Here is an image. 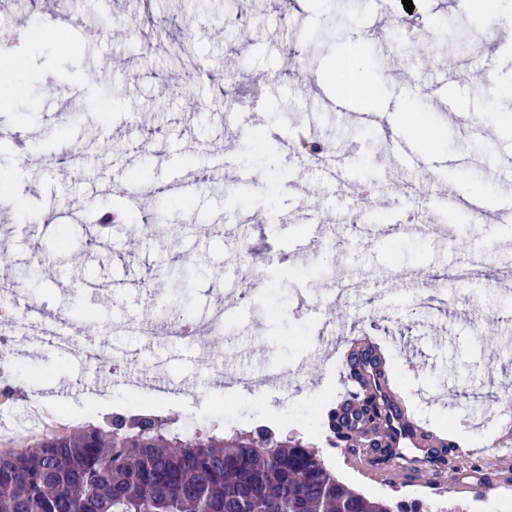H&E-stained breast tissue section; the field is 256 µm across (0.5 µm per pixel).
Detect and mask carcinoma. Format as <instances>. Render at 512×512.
<instances>
[{
    "mask_svg": "<svg viewBox=\"0 0 512 512\" xmlns=\"http://www.w3.org/2000/svg\"><path fill=\"white\" fill-rule=\"evenodd\" d=\"M391 357L351 343L346 364L357 392L337 400L324 422L348 448L387 445L379 435L393 401L378 399L361 367ZM0 512H426L357 493L300 440H278L267 426L187 431L151 410L115 411L78 430L15 439L0 452Z\"/></svg>",
    "mask_w": 512,
    "mask_h": 512,
    "instance_id": "obj_1",
    "label": "carcinoma"
}]
</instances>
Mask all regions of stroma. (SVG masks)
Returning <instances> with one entry per match:
<instances>
[{
  "label": "stroma",
  "mask_w": 512,
  "mask_h": 512,
  "mask_svg": "<svg viewBox=\"0 0 512 512\" xmlns=\"http://www.w3.org/2000/svg\"><path fill=\"white\" fill-rule=\"evenodd\" d=\"M57 13L73 15L76 29L46 30L41 9L16 0L0 15V69H13L4 41L22 37L24 60L12 92L0 104V131L18 143L0 152V168L15 174L13 193L0 194V239L14 266L38 256L37 244L66 239L65 263L39 285L7 280L16 295L14 316L37 301L44 316L73 317L90 310L74 333L76 350L61 353L51 336H38L36 356L13 358L14 379L24 392L73 418L99 415L102 401L113 409L151 406L197 427L225 432L271 427L277 435L300 437L318 447L339 481L364 495L400 500L422 498L434 512L453 502L461 512H512V489L495 495L458 494L421 485L409 474L389 483L353 470L342 449L325 444L319 426L341 388L336 366L346 337L368 334L393 359L399 392L422 419L453 433L466 429L470 444L497 448V398L512 388V227L475 234L469 211L449 206L448 197L481 195L512 203V179L499 176L495 160L512 147V0H498L494 14L472 8L479 32L458 39L456 0H415L418 21L437 22L439 34L416 42L405 38L402 0H354L337 13L332 0H53ZM362 39L360 56L379 89L361 111H403L390 133L341 120L325 102L335 99L326 62L346 55L350 37ZM191 42L198 67L187 71L181 45ZM241 57L251 77L236 83L233 111L242 120L217 123L212 97L227 59ZM438 75L457 90L470 124L492 130L471 134L470 124L452 119L430 90ZM82 108L73 123L69 114ZM263 133L271 150L255 153L251 141ZM319 139L332 156L346 161L353 179L331 184L315 162L290 150L297 134ZM412 141L440 166L409 172L392 155H380L389 134ZM234 163L252 180L205 181L192 200L170 202L141 196L128 223L104 230L91 224L102 204L96 186L111 183L113 198L126 202L133 174L146 179L199 173ZM373 192L363 197L359 185ZM417 186L400 198L393 184ZM36 215L24 222L15 197ZM326 209L331 230L311 252L292 254L283 227L303 233L312 207ZM258 214L247 238L227 242L225 226L240 213ZM363 216L352 228L353 213ZM382 235L370 240L365 230ZM200 272L187 297L169 290L174 265ZM482 265L494 278L440 280L447 305L423 309L411 277L420 270ZM246 270L240 311L203 327L196 342L163 341L145 347L142 325L170 322L182 311L194 321L220 306L225 273ZM329 319L326 337L313 333L318 317ZM112 354L134 356L139 367H162L171 392L150 400L143 392L107 385L88 354L99 344ZM220 356L228 372L257 376L297 366L287 388L264 385L229 395L223 384L200 379L195 355ZM37 379H28L29 371ZM64 385L68 395L48 388Z\"/></svg>",
  "instance_id": "35a3bbf8"
}]
</instances>
